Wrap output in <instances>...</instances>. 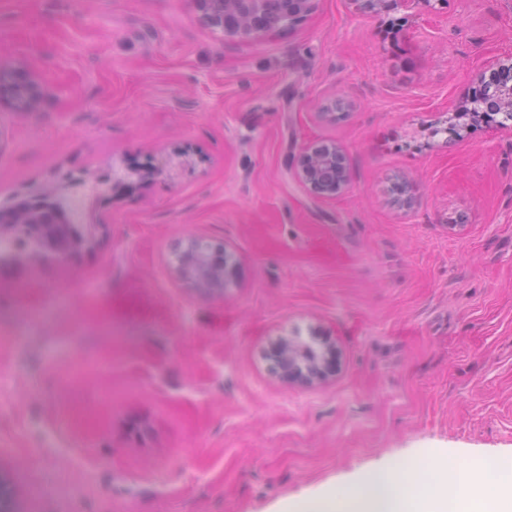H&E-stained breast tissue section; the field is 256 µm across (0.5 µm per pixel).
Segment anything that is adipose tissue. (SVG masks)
Here are the masks:
<instances>
[{
	"label": "adipose tissue",
	"instance_id": "1",
	"mask_svg": "<svg viewBox=\"0 0 512 512\" xmlns=\"http://www.w3.org/2000/svg\"><path fill=\"white\" fill-rule=\"evenodd\" d=\"M379 482L386 484V493L375 491ZM285 512H512V470L492 457L459 463L429 454L297 500Z\"/></svg>",
	"mask_w": 512,
	"mask_h": 512
}]
</instances>
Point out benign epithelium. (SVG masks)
I'll list each match as a JSON object with an SVG mask.
<instances>
[{
    "instance_id": "1",
    "label": "benign epithelium",
    "mask_w": 512,
    "mask_h": 512,
    "mask_svg": "<svg viewBox=\"0 0 512 512\" xmlns=\"http://www.w3.org/2000/svg\"><path fill=\"white\" fill-rule=\"evenodd\" d=\"M312 0H279L280 21L267 24L259 0H233L231 14L224 13V0H192L194 10L201 20L214 31L226 36L262 38L281 33L303 19L310 11ZM356 10L379 16L387 10L388 0H351ZM473 81L479 85L493 82L498 87L494 98L467 101L459 104L451 118L454 123L448 133L461 137L468 124H457L458 115L467 112L472 119L483 112L503 114L509 123L504 128L512 130V62L492 63L478 70ZM0 91L13 94L15 110L38 112L48 92L40 78L31 70L17 66L0 68ZM302 187L311 195L332 198L346 191L350 184L347 155L335 142H313L301 148L295 169ZM92 224H63L55 212H42L18 202L10 208H0V241H31L36 252L67 260L75 255L92 234ZM171 253L177 277L195 290L207 296H224L228 282L234 277L224 259V248L192 238L175 243ZM271 370L281 379L312 386L326 381L336 374V345L324 341L314 354L307 352L306 345L284 336L269 351Z\"/></svg>"
}]
</instances>
